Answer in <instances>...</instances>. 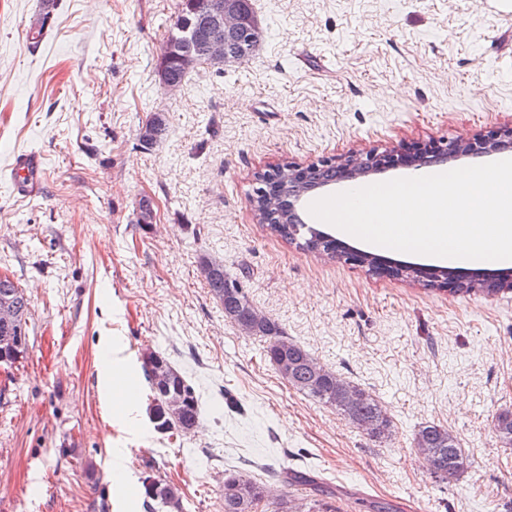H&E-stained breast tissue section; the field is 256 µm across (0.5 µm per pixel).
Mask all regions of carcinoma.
I'll return each instance as SVG.
<instances>
[{
	"label": "carcinoma",
	"mask_w": 512,
	"mask_h": 512,
	"mask_svg": "<svg viewBox=\"0 0 512 512\" xmlns=\"http://www.w3.org/2000/svg\"><path fill=\"white\" fill-rule=\"evenodd\" d=\"M207 0H180L177 12L172 20L166 42L173 43L178 53L182 54L195 48L194 39L189 37L192 32L201 29L205 17ZM48 23L46 16L38 14L31 22L28 39L38 44ZM259 220L267 222L270 230L281 238L299 244V246L334 258L336 254L331 248V241L312 231L306 224H279L274 212L258 214ZM213 265L211 274L204 278L214 299L224 307V316L238 322V318L254 309L246 291L235 294L226 293L225 285L230 279L224 271V264L203 256L199 266ZM13 294L17 305L20 321L28 325L30 299L26 292L7 276L0 277V297ZM252 335L267 341L265 355L275 370L280 364L288 361L292 365L290 376L286 381L295 389L315 400L330 406L345 419L377 439L391 435L392 421L387 416L379 400L368 390L340 378L335 372L318 362L306 349L291 341L275 320L262 317L261 323ZM145 376L150 383L152 402L157 406L166 405L167 397L153 385L155 365L146 360L143 362ZM173 390L182 399L183 406L175 415H166L167 433L191 431L196 428L200 418V401L195 389L188 383L179 370H174ZM494 431L501 446L512 448V410L499 413L494 420ZM414 449L427 458L432 466V473L438 481L445 483L460 478L470 466L468 456L461 448L457 434L448 427L435 422H425L417 426L413 437ZM150 477L143 482L146 507L150 512H181V496L170 495L164 487L155 488L146 485ZM235 480L250 488V496L242 499L236 496L229 486ZM269 497L268 488L252 481L243 474H230L224 477V512H257L259 504ZM280 512H336V508L322 499L311 498L305 502L295 503L281 499Z\"/></svg>",
	"instance_id": "1"
}]
</instances>
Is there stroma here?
<instances>
[{
  "label": "stroma",
  "mask_w": 512,
  "mask_h": 512,
  "mask_svg": "<svg viewBox=\"0 0 512 512\" xmlns=\"http://www.w3.org/2000/svg\"><path fill=\"white\" fill-rule=\"evenodd\" d=\"M264 36L181 92L157 63L178 0H0V274L30 298L29 350L0 367V512H145L142 481L182 512H224L240 473L336 512H512V290L454 294L299 249L260 224L255 176L512 122V0H252ZM157 111L169 135L143 147ZM44 162L39 192L11 184ZM154 220L134 221L141 198ZM220 259L288 337L381 401L374 439L284 381L197 270ZM201 402L198 436L149 419L146 352ZM111 364L110 391L98 388ZM454 430L471 466L436 482L414 428ZM290 469L316 485L283 484ZM124 481L123 496L110 486ZM14 189L23 196L35 195L43 180L40 159L35 154H24L15 164Z\"/></svg>",
  "instance_id": "stroma-1"
}]
</instances>
